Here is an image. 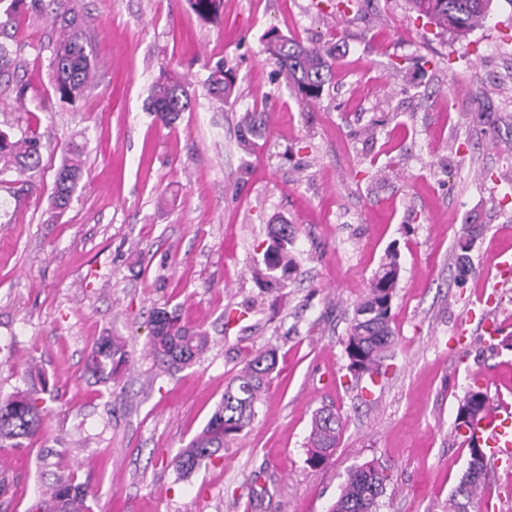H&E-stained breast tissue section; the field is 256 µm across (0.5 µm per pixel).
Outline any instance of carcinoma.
<instances>
[{"instance_id": "carcinoma-1", "label": "carcinoma", "mask_w": 512, "mask_h": 512, "mask_svg": "<svg viewBox=\"0 0 512 512\" xmlns=\"http://www.w3.org/2000/svg\"><path fill=\"white\" fill-rule=\"evenodd\" d=\"M188 11L203 24L220 20L223 0H185ZM411 8L426 15L437 27L464 38L474 28L485 23L491 0H407ZM0 9L6 17L3 27L12 18L24 13L52 14L56 27L53 43L52 87L60 101L74 103L79 100L93 77L95 62L84 46V17L68 7V0H0ZM265 52L283 77L285 85L305 102L320 99L323 88L332 75V62L315 45H306L289 39L277 30L267 31ZM16 70V61L8 47L0 42V79ZM209 93L220 101L229 99L235 81L231 70L217 65L208 80ZM191 97L183 81L168 76L152 88L148 109L157 118L171 124L180 114L189 110ZM62 160L58 167L54 189L48 201L50 217L60 216L68 207L72 195L84 175L83 146L73 140L61 145ZM42 165L41 135L26 130L15 136L0 130V182L4 177L16 175L13 183L18 188L13 199L32 192L31 179L24 174L35 172ZM296 235L294 225L279 221L270 226V243L264 253V288L272 291L282 286L285 278L297 270L290 246ZM475 235L465 232L457 242L458 268L470 265L469 252ZM400 264L395 253L387 254L374 272L367 294L357 303L345 342L348 369L356 376L370 378L381 374L395 332L391 310L398 284ZM208 346L205 332L191 331L181 325L175 312L157 310L150 320L147 349L153 358L167 367L186 366ZM276 356L271 350L254 356L228 384L220 403L216 406L203 429L186 448L170 460L173 468L189 476L212 461L224 450L228 440L242 433L255 418V406L260 401L269 374L275 366ZM127 362L124 344L113 336H102L92 346L87 369L92 376L108 381L119 367ZM490 403L487 393L466 392L459 402L460 413L467 415L455 422V431L463 433L474 419L485 415ZM45 424L39 398L31 390H16L0 395V450L22 448L24 441L38 435ZM343 429L342 417L333 409L322 407L312 418L307 443V463L312 468L325 466L336 453ZM488 460L468 459L467 467L448 499V512H468V507L482 492L486 483ZM389 475L367 461L353 467L339 488L336 500L328 512H378L380 499L386 492ZM87 486L70 480L53 487L48 497L38 500L31 512H90L86 505Z\"/></svg>"}]
</instances>
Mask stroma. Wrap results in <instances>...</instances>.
Instances as JSON below:
<instances>
[{"instance_id":"stroma-1","label":"stroma","mask_w":512,"mask_h":512,"mask_svg":"<svg viewBox=\"0 0 512 512\" xmlns=\"http://www.w3.org/2000/svg\"><path fill=\"white\" fill-rule=\"evenodd\" d=\"M90 26L94 80L80 101L50 83V18L25 13L9 42L29 87L0 96V129L37 126L42 170L23 207L0 189V395L43 391L47 422L0 457V512H30L43 486L74 478L92 512H327L352 467L390 477L379 512H448L468 449L454 431L474 385L512 402V0L459 39L406 0H224L216 25L185 0H71ZM319 46L334 63L321 98L287 89L264 34ZM236 74L224 102L216 64ZM184 78L192 108L163 125L154 83ZM260 111L255 132L240 124ZM85 146L69 207L49 220L60 142ZM295 225L298 270L258 277L269 222ZM482 225L457 287V241ZM401 275L395 343L376 380L346 368L357 301L388 248ZM207 332L191 365L165 368L146 342L154 311ZM503 321L495 343L480 334ZM128 353L115 380L85 369L101 337ZM277 365L252 425L190 477L170 460L203 428L256 354ZM335 408V456L307 462L313 413ZM208 91L220 101L228 100L234 91L235 81L232 70L224 69V65H216L208 80Z\"/></svg>"}]
</instances>
